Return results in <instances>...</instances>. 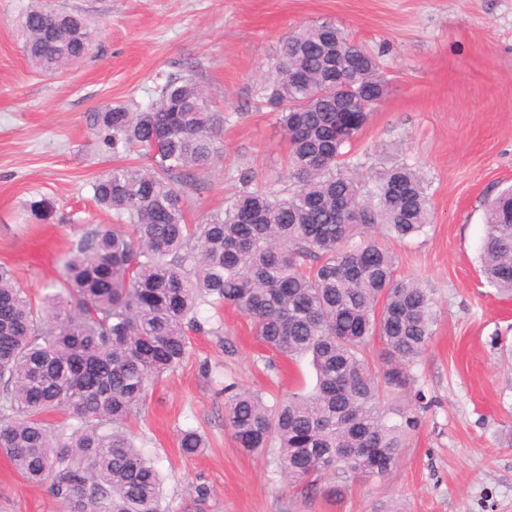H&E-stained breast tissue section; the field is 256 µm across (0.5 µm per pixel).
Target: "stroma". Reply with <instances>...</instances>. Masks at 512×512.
I'll return each instance as SVG.
<instances>
[{
  "instance_id": "1",
  "label": "stroma",
  "mask_w": 512,
  "mask_h": 512,
  "mask_svg": "<svg viewBox=\"0 0 512 512\" xmlns=\"http://www.w3.org/2000/svg\"><path fill=\"white\" fill-rule=\"evenodd\" d=\"M88 16L92 52L60 75L25 58L14 21L28 0H0V264L31 295L56 278L59 259L112 221L92 183L115 164L88 129L104 105L145 108L167 75L192 73L224 114V153L186 191L189 223L222 212L238 175L255 170L283 189L286 145L277 114L257 92L281 41L328 22L379 55L388 93L359 134L363 168L404 163L428 181L433 219L412 238L388 240L401 276L427 283L438 320L394 402L418 419L394 467L336 497L332 482L289 485L271 451L241 448L225 422L224 388L267 403L310 391L309 358H279L249 319L202 306L184 362L155 384L133 421L136 443L161 480V512H512V448L500 442L512 408V298L479 267L485 203L512 186V0H52ZM46 197L43 218L29 200ZM207 446L184 457L179 433ZM210 490L196 500L192 485ZM0 512H67L49 486L25 481L0 455Z\"/></svg>"
}]
</instances>
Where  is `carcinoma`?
I'll return each instance as SVG.
<instances>
[{"label":"carcinoma","instance_id":"1","mask_svg":"<svg viewBox=\"0 0 512 512\" xmlns=\"http://www.w3.org/2000/svg\"><path fill=\"white\" fill-rule=\"evenodd\" d=\"M312 25L281 41L259 98L279 112L286 168L282 194L241 185L223 212L187 222L184 189L222 155L224 113L190 76H169L147 107L89 113L101 149L120 161L92 183L112 213L60 262L54 292L36 304L0 266V454L27 480L47 484L68 512H160L161 479L135 444L137 416L164 373L189 351L200 306L251 319L262 347L306 356L316 386L272 405L227 386V425L240 447L270 448L296 485L329 476L344 493L354 478L394 466L417 419L388 417L433 335L430 289L396 275V256L372 235L404 240L430 223L427 185L408 165L366 174L348 157L388 79L375 56L340 30ZM17 35L37 70L59 72L86 56L94 28L83 14L29 0ZM303 71L297 84L290 71ZM353 124L337 130L341 111ZM135 154L139 162H124ZM486 281L512 294V188L486 212L480 247ZM385 368L368 360L374 342ZM59 414L69 427L53 426ZM186 457L205 448L180 434Z\"/></svg>","mask_w":512,"mask_h":512}]
</instances>
